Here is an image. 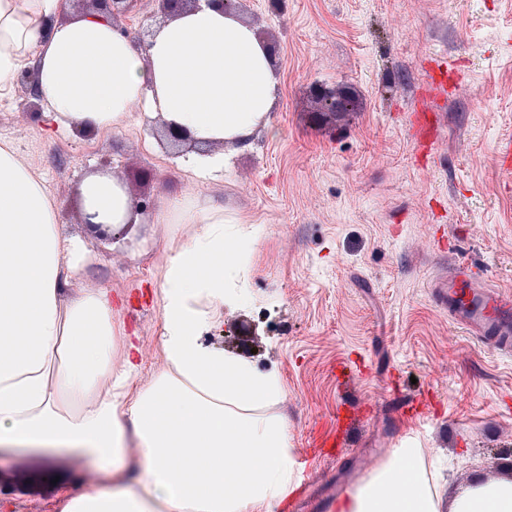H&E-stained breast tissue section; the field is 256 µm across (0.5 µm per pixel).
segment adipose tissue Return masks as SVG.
<instances>
[{
    "label": "adipose tissue",
    "mask_w": 512,
    "mask_h": 512,
    "mask_svg": "<svg viewBox=\"0 0 512 512\" xmlns=\"http://www.w3.org/2000/svg\"><path fill=\"white\" fill-rule=\"evenodd\" d=\"M26 68L62 131L117 129L148 101L198 142L187 159L196 173L223 170L224 147H248L277 99L269 48L218 2L157 25L144 52L72 0H0V92ZM81 200L86 222L143 221L113 176L87 177ZM156 221L193 231L162 253L164 366L141 384L140 349L115 326L108 291L83 282L82 240L61 231L41 179L0 143V450L117 458L103 486L63 493L61 512H273L293 480L288 428L270 411L282 384L204 339L245 299L251 254L224 232L239 218L178 194ZM341 512H512V478L475 481L445 511L419 449L403 448Z\"/></svg>",
    "instance_id": "obj_1"
}]
</instances>
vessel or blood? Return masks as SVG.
Returning a JSON list of instances; mask_svg holds the SVG:
<instances>
[{"instance_id": "obj_1", "label": "vessel or blood", "mask_w": 512, "mask_h": 512, "mask_svg": "<svg viewBox=\"0 0 512 512\" xmlns=\"http://www.w3.org/2000/svg\"><path fill=\"white\" fill-rule=\"evenodd\" d=\"M455 60L436 59L428 67V83L445 89ZM436 298L448 309V317L500 352L512 351V295L492 285L470 264L456 263L446 281L440 282Z\"/></svg>"}]
</instances>
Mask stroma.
<instances>
[{
	"instance_id": "obj_1",
	"label": "stroma",
	"mask_w": 512,
	"mask_h": 512,
	"mask_svg": "<svg viewBox=\"0 0 512 512\" xmlns=\"http://www.w3.org/2000/svg\"><path fill=\"white\" fill-rule=\"evenodd\" d=\"M243 21L274 49L279 79L268 126L231 154L223 174L184 168L187 148L160 140V118L135 106L124 126L67 135L31 108L29 82L0 97L8 135L55 198L63 232L89 252L84 283L129 295L140 382L162 365L158 255L186 224H158L173 194L223 199L254 242L242 286L206 342L275 373L285 397L301 512H331L349 490L417 448L429 485L449 504L475 477H512V354L448 320L432 290L465 259L512 291V169L496 147L512 137V0H249ZM457 60L460 84L435 96L427 149L410 117L431 57ZM344 106L329 111L315 88ZM94 172L148 201L147 223L102 241L79 218ZM357 418L340 448L308 449ZM112 467L67 450L0 453V512H60L62 491L99 486Z\"/></svg>"
}]
</instances>
